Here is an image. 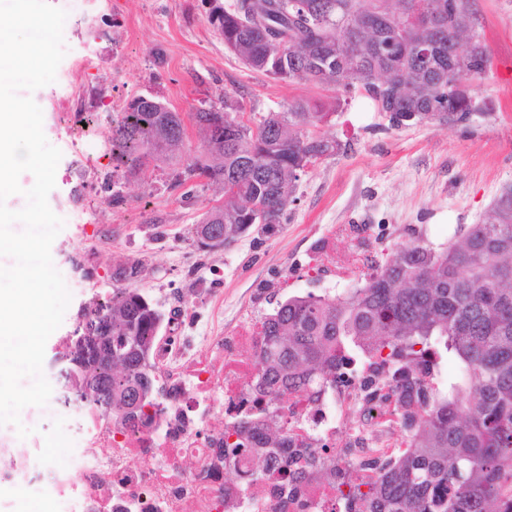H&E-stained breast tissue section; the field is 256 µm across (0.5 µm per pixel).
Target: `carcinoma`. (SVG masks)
Listing matches in <instances>:
<instances>
[{
	"label": "carcinoma",
	"instance_id": "carcinoma-1",
	"mask_svg": "<svg viewBox=\"0 0 512 512\" xmlns=\"http://www.w3.org/2000/svg\"><path fill=\"white\" fill-rule=\"evenodd\" d=\"M448 0H233L208 16L225 47L254 71L364 91L394 127L404 118L442 120L458 110L457 81L482 78L492 64L486 42L465 54L460 39L477 35L473 0L451 26L397 23L417 11L433 12ZM430 47V54L422 53ZM329 113L294 100L247 125L224 104L190 113L203 151L183 169L186 137L181 114L159 98L132 97L109 131L114 170L165 165L182 185L204 178L224 189L193 228L204 250L225 248L253 225L283 221L304 169L337 154L342 145L315 132ZM144 271L136 260L112 271L120 283ZM66 363L75 398L112 416L126 415L144 388L161 314L136 288H116L78 314ZM112 337V363L125 368L122 383L98 389L88 365ZM258 353L260 394L274 401L290 391H325L358 349L370 367H385L366 396L391 401L409 449L394 458L366 460L371 476L351 481L336 472L330 450L317 462L288 457V429L261 410L234 426L224 442L229 464L239 453L281 457L285 466L314 468L328 484H342L341 512H512V187L483 220L448 246L402 247L366 274L365 284L335 296H291L262 322ZM451 356L456 373L438 380Z\"/></svg>",
	"mask_w": 512,
	"mask_h": 512
}]
</instances>
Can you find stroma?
Here are the masks:
<instances>
[{"label": "stroma", "instance_id": "stroma-1", "mask_svg": "<svg viewBox=\"0 0 512 512\" xmlns=\"http://www.w3.org/2000/svg\"><path fill=\"white\" fill-rule=\"evenodd\" d=\"M211 8L212 0H112L111 11L97 21L73 18L65 38L73 50L96 55L104 95L156 96L185 116L223 107L229 98L252 125L296 99H334V86L282 81L246 68L209 23ZM473 11L492 56L489 73L471 84L484 111L459 123L394 127L363 93L348 95L318 128L341 143L340 153L305 169L282 224L271 232L254 225L214 251L200 249L190 231L223 202L218 188L197 180L188 194L171 187L165 169L113 170L107 142L86 155L51 111L57 84L34 91L44 134L62 152L48 203L65 219L51 246L72 295L64 325L112 291L115 266L135 259L146 265L135 288L162 312L193 289L223 304L229 332L248 308L270 314L290 296L347 288L338 270L352 260L348 228L368 229L378 249L390 254L419 241L441 248L479 223L512 186V0H473ZM110 170L125 198L118 207L99 193Z\"/></svg>", "mask_w": 512, "mask_h": 512}]
</instances>
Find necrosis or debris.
I'll list each match as a JSON object with an SVG mask.
<instances>
[{
  "mask_svg": "<svg viewBox=\"0 0 512 512\" xmlns=\"http://www.w3.org/2000/svg\"><path fill=\"white\" fill-rule=\"evenodd\" d=\"M90 88L66 85L53 103L79 127L85 147H97L98 129L86 126ZM197 305L175 311L157 341L149 372L158 397L145 415L120 422L85 406H63L58 378L44 407L25 418L53 427L66 448L63 462L41 460L16 429L0 427V483L12 491L0 512H338L334 486L264 465L253 482L228 481L224 434L248 412L268 405L256 393L261 322L250 319L232 334L213 326L201 336ZM277 407L290 430V451L316 454L328 446L340 472L362 457L402 454L406 442L393 412L368 402L359 380L337 395L312 399L290 393ZM355 419L354 438H337L336 417Z\"/></svg>",
  "mask_w": 512,
  "mask_h": 512,
  "instance_id": "4bbe7bcc",
  "label": "necrosis or debris"
}]
</instances>
